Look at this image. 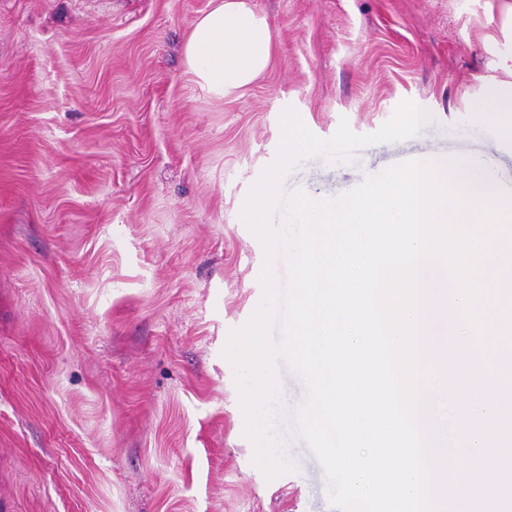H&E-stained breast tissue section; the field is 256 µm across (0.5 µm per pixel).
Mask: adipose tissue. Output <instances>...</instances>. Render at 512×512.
Listing matches in <instances>:
<instances>
[{
    "label": "adipose tissue",
    "instance_id": "adipose-tissue-1",
    "mask_svg": "<svg viewBox=\"0 0 512 512\" xmlns=\"http://www.w3.org/2000/svg\"><path fill=\"white\" fill-rule=\"evenodd\" d=\"M197 19L184 55L189 71L210 94L224 97L245 88L269 67L272 31L249 0H211Z\"/></svg>",
    "mask_w": 512,
    "mask_h": 512
}]
</instances>
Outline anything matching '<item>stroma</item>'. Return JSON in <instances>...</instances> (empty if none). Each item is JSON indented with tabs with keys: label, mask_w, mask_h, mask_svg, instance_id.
Wrapping results in <instances>:
<instances>
[{
	"label": "stroma",
	"mask_w": 512,
	"mask_h": 512,
	"mask_svg": "<svg viewBox=\"0 0 512 512\" xmlns=\"http://www.w3.org/2000/svg\"><path fill=\"white\" fill-rule=\"evenodd\" d=\"M210 0H0V512H334L323 468L253 465L222 350L262 296L240 214L294 107L327 140L411 102V136L289 185L336 198L408 160L512 179L504 0H252L270 68L217 99L184 44Z\"/></svg>",
	"instance_id": "35a3bbf8"
}]
</instances>
